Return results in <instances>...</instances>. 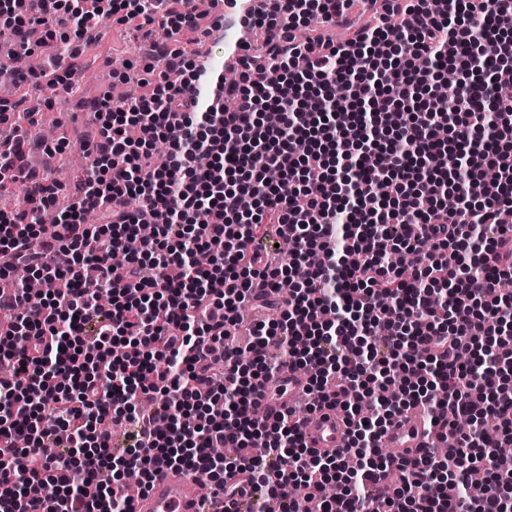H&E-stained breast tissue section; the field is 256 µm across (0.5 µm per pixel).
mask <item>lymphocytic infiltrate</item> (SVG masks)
<instances>
[{"mask_svg": "<svg viewBox=\"0 0 512 512\" xmlns=\"http://www.w3.org/2000/svg\"><path fill=\"white\" fill-rule=\"evenodd\" d=\"M37 2L0 0V42L43 56L48 88L74 93L55 54L101 22L152 45L137 97L91 102V163L57 224L38 220L60 187L27 165L26 134L0 153V191L27 187L0 212V252L42 284L0 294V512H135L124 474L143 488L160 465L228 500L248 474L282 512H512L497 451L512 443V0H363L353 27L354 0H280L251 17L267 36L218 99L188 59L211 23L187 0ZM330 23L346 38L297 35ZM451 67L460 78L438 95ZM271 224L296 245L281 269L250 250ZM258 289L280 318L255 326L245 362L226 341ZM306 364L307 409L353 395L340 453L308 447L296 412L254 415L274 374ZM419 404L454 448L379 458ZM114 422L139 428L119 456ZM61 428L69 452L46 453ZM228 443L229 464L215 452Z\"/></svg>", "mask_w": 512, "mask_h": 512, "instance_id": "1", "label": "lymphocytic infiltrate"}]
</instances>
